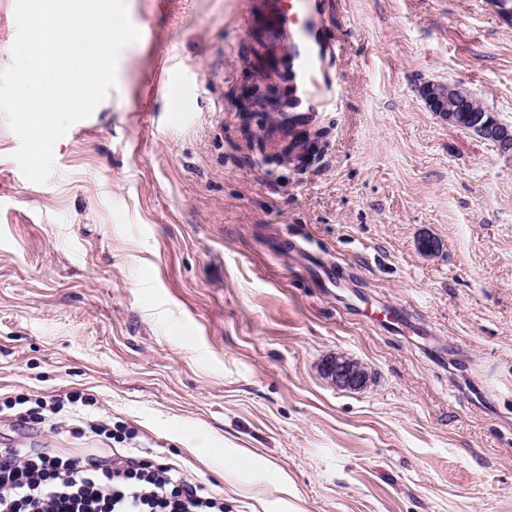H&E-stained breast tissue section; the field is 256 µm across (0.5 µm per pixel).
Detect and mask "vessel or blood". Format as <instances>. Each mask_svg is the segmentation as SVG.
<instances>
[{
	"mask_svg": "<svg viewBox=\"0 0 512 512\" xmlns=\"http://www.w3.org/2000/svg\"><path fill=\"white\" fill-rule=\"evenodd\" d=\"M341 7V0H269L271 25L284 53L271 56L267 66L288 70L287 83L272 89L274 98L287 100L288 109L271 113L269 133H299L312 125L328 106L341 101L342 90L334 81L332 70L345 56L347 45L327 34L330 15ZM154 81L168 96L172 107L170 119L180 120L179 108L186 90L184 75L164 69ZM362 317L373 325L387 327L408 319L401 308L384 305L365 307Z\"/></svg>",
	"mask_w": 512,
	"mask_h": 512,
	"instance_id": "vessel-or-blood-1",
	"label": "vessel or blood"
}]
</instances>
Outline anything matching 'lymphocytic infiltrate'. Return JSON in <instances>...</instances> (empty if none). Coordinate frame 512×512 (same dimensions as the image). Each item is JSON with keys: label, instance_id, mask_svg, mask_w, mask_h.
<instances>
[{"label": "lymphocytic infiltrate", "instance_id": "1", "mask_svg": "<svg viewBox=\"0 0 512 512\" xmlns=\"http://www.w3.org/2000/svg\"><path fill=\"white\" fill-rule=\"evenodd\" d=\"M96 403L95 395L80 390L21 396L0 401V416L105 443L114 437L111 422L86 413ZM0 512H224V498L200 494L174 464L147 459L135 448L70 457L13 445L0 448Z\"/></svg>", "mask_w": 512, "mask_h": 512}]
</instances>
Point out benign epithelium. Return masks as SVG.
<instances>
[{
	"label": "benign epithelium",
	"mask_w": 512,
	"mask_h": 512,
	"mask_svg": "<svg viewBox=\"0 0 512 512\" xmlns=\"http://www.w3.org/2000/svg\"><path fill=\"white\" fill-rule=\"evenodd\" d=\"M468 96L466 87L458 82L429 84L423 88L424 99L441 121L454 125L465 119L472 130L493 143L500 153L512 156V130L487 108L480 112H467ZM323 374L342 390L361 391L371 382V376L364 366L345 357L327 360Z\"/></svg>",
	"instance_id": "obj_1"
}]
</instances>
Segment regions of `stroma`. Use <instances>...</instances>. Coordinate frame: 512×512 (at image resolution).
Listing matches in <instances>:
<instances>
[{
	"label": "stroma",
	"mask_w": 512,
	"mask_h": 512,
	"mask_svg": "<svg viewBox=\"0 0 512 512\" xmlns=\"http://www.w3.org/2000/svg\"><path fill=\"white\" fill-rule=\"evenodd\" d=\"M256 4L126 0L144 36L46 183L0 112V399L94 394L224 512H512V157L421 96L460 82L512 124V30L482 0H345L343 100L284 164L253 105L276 51L239 23ZM167 65L178 122L150 85ZM364 295L425 335L365 323ZM336 355L367 389L324 376ZM46 442L98 447L0 421V444ZM203 448L264 464L229 476ZM156 85L163 88L168 96L172 111L169 114L170 120H180L183 112H174L181 107V103L186 90V79L184 75L176 70L162 69L154 77ZM323 374L338 389L361 391L371 382L369 372L359 362L345 357L327 360Z\"/></svg>",
	"instance_id": "35a3bbf8"
}]
</instances>
